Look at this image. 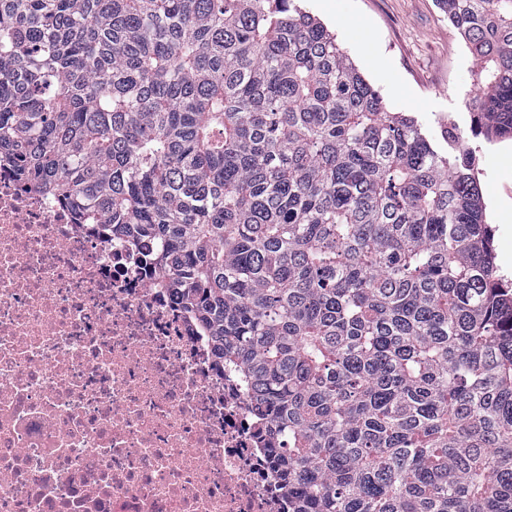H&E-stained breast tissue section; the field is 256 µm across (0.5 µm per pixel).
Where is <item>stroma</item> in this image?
I'll use <instances>...</instances> for the list:
<instances>
[{
    "label": "stroma",
    "instance_id": "1",
    "mask_svg": "<svg viewBox=\"0 0 512 512\" xmlns=\"http://www.w3.org/2000/svg\"><path fill=\"white\" fill-rule=\"evenodd\" d=\"M387 108L414 116L436 146L456 127L476 154L501 275L512 282V141L472 137L478 67L436 0H303Z\"/></svg>",
    "mask_w": 512,
    "mask_h": 512
}]
</instances>
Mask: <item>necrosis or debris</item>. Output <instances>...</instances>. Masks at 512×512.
Listing matches in <instances>:
<instances>
[{
	"label": "necrosis or debris",
	"mask_w": 512,
	"mask_h": 512,
	"mask_svg": "<svg viewBox=\"0 0 512 512\" xmlns=\"http://www.w3.org/2000/svg\"><path fill=\"white\" fill-rule=\"evenodd\" d=\"M194 317L0 157V512H288Z\"/></svg>",
	"instance_id": "4bbe7bcc"
}]
</instances>
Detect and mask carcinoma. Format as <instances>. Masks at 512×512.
<instances>
[{
  "label": "carcinoma",
  "instance_id": "cac0c4a2",
  "mask_svg": "<svg viewBox=\"0 0 512 512\" xmlns=\"http://www.w3.org/2000/svg\"><path fill=\"white\" fill-rule=\"evenodd\" d=\"M512 139V0H437ZM300 0H0V154L251 384L290 512H512V284L475 154Z\"/></svg>",
  "mask_w": 512,
  "mask_h": 512
}]
</instances>
